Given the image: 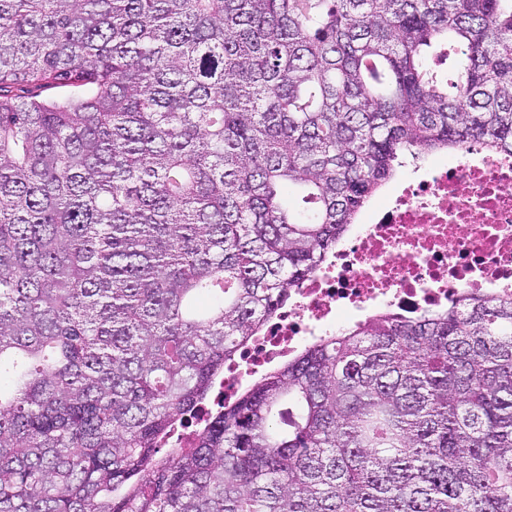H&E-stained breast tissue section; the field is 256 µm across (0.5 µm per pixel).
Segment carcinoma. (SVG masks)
Listing matches in <instances>:
<instances>
[{"mask_svg": "<svg viewBox=\"0 0 512 512\" xmlns=\"http://www.w3.org/2000/svg\"><path fill=\"white\" fill-rule=\"evenodd\" d=\"M470 141L512 153V0H0V512H512V295L166 442L404 158Z\"/></svg>", "mask_w": 512, "mask_h": 512, "instance_id": "cac0c4a2", "label": "carcinoma"}]
</instances>
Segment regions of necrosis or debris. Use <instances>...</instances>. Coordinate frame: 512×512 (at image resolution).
<instances>
[{
    "label": "necrosis or debris",
    "instance_id": "4bbe7bcc",
    "mask_svg": "<svg viewBox=\"0 0 512 512\" xmlns=\"http://www.w3.org/2000/svg\"><path fill=\"white\" fill-rule=\"evenodd\" d=\"M512 294V156L467 142L452 163L394 189L349 240L241 347L224 373L233 399L246 378L350 323L441 311L461 294Z\"/></svg>",
    "mask_w": 512,
    "mask_h": 512
}]
</instances>
